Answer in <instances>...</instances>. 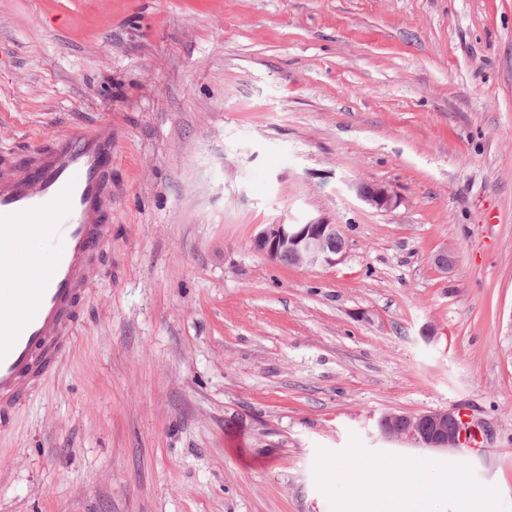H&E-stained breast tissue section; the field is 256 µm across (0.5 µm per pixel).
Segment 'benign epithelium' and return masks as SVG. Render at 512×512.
Returning <instances> with one entry per match:
<instances>
[{
    "label": "benign epithelium",
    "instance_id": "1",
    "mask_svg": "<svg viewBox=\"0 0 512 512\" xmlns=\"http://www.w3.org/2000/svg\"><path fill=\"white\" fill-rule=\"evenodd\" d=\"M357 196L369 206L388 212L396 207L397 197L388 186H356ZM333 225L310 221L305 224H265L255 236L254 244L269 260L276 261L286 250L298 263L309 268L333 267L340 263L344 251H329L325 237ZM388 438H408L423 448L454 450L463 444V431L454 411H429L417 415L389 413L380 422Z\"/></svg>",
    "mask_w": 512,
    "mask_h": 512
}]
</instances>
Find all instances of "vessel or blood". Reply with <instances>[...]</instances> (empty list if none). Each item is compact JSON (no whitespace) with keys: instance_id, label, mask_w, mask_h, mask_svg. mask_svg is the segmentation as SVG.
I'll list each match as a JSON object with an SVG mask.
<instances>
[{"instance_id":"vessel-or-blood-1","label":"vessel or blood","mask_w":512,"mask_h":512,"mask_svg":"<svg viewBox=\"0 0 512 512\" xmlns=\"http://www.w3.org/2000/svg\"><path fill=\"white\" fill-rule=\"evenodd\" d=\"M123 143L112 120L41 138L0 155V431L73 342L108 237L112 163ZM48 258L23 260L31 241Z\"/></svg>"}]
</instances>
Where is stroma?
Wrapping results in <instances>:
<instances>
[{"label":"stroma","instance_id":"obj_1","mask_svg":"<svg viewBox=\"0 0 512 512\" xmlns=\"http://www.w3.org/2000/svg\"><path fill=\"white\" fill-rule=\"evenodd\" d=\"M108 118L109 247L0 512H363L415 458L512 512V0H0V153ZM310 220L336 266L254 246ZM448 409L481 449L378 428ZM356 193L360 200L379 211H391L398 202L396 195L389 187L382 184L372 185L369 189L365 185H358Z\"/></svg>","mask_w":512,"mask_h":512}]
</instances>
